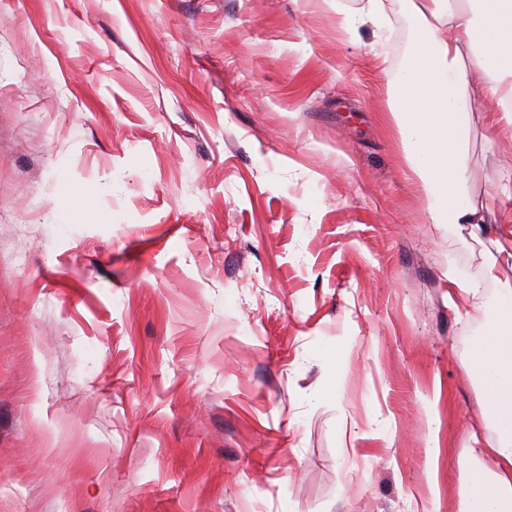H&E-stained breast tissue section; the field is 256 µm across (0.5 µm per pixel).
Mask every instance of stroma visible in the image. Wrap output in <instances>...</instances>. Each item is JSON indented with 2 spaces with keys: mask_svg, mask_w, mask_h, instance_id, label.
<instances>
[{
  "mask_svg": "<svg viewBox=\"0 0 512 512\" xmlns=\"http://www.w3.org/2000/svg\"><path fill=\"white\" fill-rule=\"evenodd\" d=\"M360 5L0 0V512H460L512 269L449 308L495 242L430 223Z\"/></svg>",
  "mask_w": 512,
  "mask_h": 512,
  "instance_id": "1",
  "label": "stroma"
}]
</instances>
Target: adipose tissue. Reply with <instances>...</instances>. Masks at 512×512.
Here are the masks:
<instances>
[{"label":"adipose tissue","instance_id":"ef3b65f1","mask_svg":"<svg viewBox=\"0 0 512 512\" xmlns=\"http://www.w3.org/2000/svg\"><path fill=\"white\" fill-rule=\"evenodd\" d=\"M414 18L412 48L390 84L389 111L412 171L421 181L434 224H468L481 236L492 224H511L512 213L474 202L467 191L473 133L472 101L491 99L487 124L512 139V0H406ZM471 9L477 20L464 19ZM512 268V251L498 255L481 277L449 271L448 304H476L483 281ZM490 330L474 348L470 368L484 387L492 476L470 471L462 512H512V287L501 288L489 308Z\"/></svg>","mask_w":512,"mask_h":512}]
</instances>
